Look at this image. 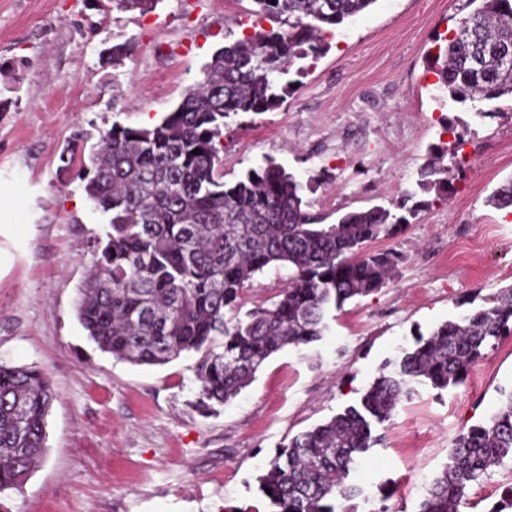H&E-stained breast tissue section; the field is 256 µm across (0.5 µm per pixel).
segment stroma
<instances>
[{
  "mask_svg": "<svg viewBox=\"0 0 512 512\" xmlns=\"http://www.w3.org/2000/svg\"><path fill=\"white\" fill-rule=\"evenodd\" d=\"M0 0V363L45 369L56 398L48 453L0 512H265L257 477L278 445L358 405L418 334L512 287V211L486 198L512 178V98L443 97L436 59L465 0H376L329 48L290 72L277 110L229 119L224 179L274 158L303 184L310 212L392 207L440 147L466 168L449 199L370 250L404 256L386 288L335 311L321 340L272 355L219 415L192 411L196 354L132 365L101 352L79 324L78 290L107 222L61 156L89 154L112 123L149 127L203 78L220 47L272 29L254 0H160L146 15L102 0ZM137 47L113 68L110 44ZM512 388V336L464 383L413 385L350 475L354 512H417L458 435ZM512 462L467 490L461 512H489Z\"/></svg>",
  "mask_w": 512,
  "mask_h": 512,
  "instance_id": "obj_1",
  "label": "stroma"
}]
</instances>
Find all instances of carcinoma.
<instances>
[{
	"label": "carcinoma",
	"mask_w": 512,
	"mask_h": 512,
	"mask_svg": "<svg viewBox=\"0 0 512 512\" xmlns=\"http://www.w3.org/2000/svg\"><path fill=\"white\" fill-rule=\"evenodd\" d=\"M161 0H112L125 12H153ZM257 13L280 22L218 49L204 78L151 127L114 122L100 134L78 176L108 219L95 240L94 270L80 288L77 318L97 347L133 365H163L200 354L193 406L216 411L255 379L288 345L319 341L331 312L387 287L403 256L367 244L396 235L426 205L417 192L448 197L464 164L433 154L418 191L395 205L345 213L336 224L307 210L303 185L273 159L224 181L226 119L274 111L286 101L284 80L300 60L325 52L328 28L377 0H254ZM441 50L438 89L457 103L512 97V0H466ZM134 43L112 45L114 68ZM198 153H193V150ZM512 207V178L486 200ZM276 266L288 285L270 305L241 312L255 277ZM512 336V289L488 308L447 320L415 337L398 369L377 377L350 406L278 448L258 477L272 512H337L359 454L382 440L375 425L391 421L414 383L446 389L463 383L486 349ZM54 399L47 373L0 364V493L19 487L44 460L46 417ZM512 460V390L489 419L461 433L449 461L429 485L418 512H460L468 486ZM271 493H266V490Z\"/></svg>",
	"instance_id": "carcinoma-1"
}]
</instances>
